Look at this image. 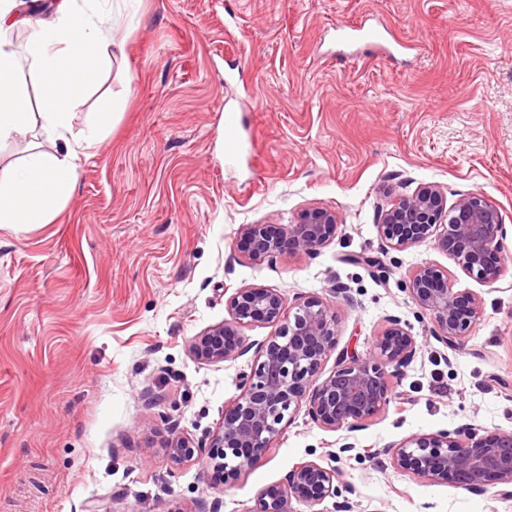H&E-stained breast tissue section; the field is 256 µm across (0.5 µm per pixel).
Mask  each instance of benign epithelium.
I'll return each mask as SVG.
<instances>
[{
  "label": "benign epithelium",
  "mask_w": 512,
  "mask_h": 512,
  "mask_svg": "<svg viewBox=\"0 0 512 512\" xmlns=\"http://www.w3.org/2000/svg\"><path fill=\"white\" fill-rule=\"evenodd\" d=\"M336 211L310 206L280 231L266 224L239 228L253 260L289 251L315 255L337 235ZM378 231L385 247L404 250L435 237L465 272L486 284L496 283L512 261L503 244L506 235L501 206L476 191L447 205L437 185H425L399 198L381 215ZM412 302L433 325V337L445 347L462 344L473 330L481 297L448 286V271L427 264L405 283ZM231 318L192 337L189 352L203 363L235 361L254 351L239 373V395L224 407L219 426L203 442L175 433L166 444L171 462L180 466L203 455L226 481L272 447L294 413L306 405L318 426L358 431L392 400L390 378L398 377L420 350L402 321L391 319L376 336L367 357L343 353L328 376L322 368L336 347V308L317 296L297 298L289 307L275 288H238L225 301ZM274 324V335L245 344L239 329ZM390 464L436 483L451 482L479 491L494 479L504 485L498 496L512 499V429L496 428L478 435L467 427L412 434L385 451ZM340 470L315 461L296 464L282 485L261 491L250 512H294L292 502L316 503L342 495Z\"/></svg>",
  "instance_id": "obj_1"
}]
</instances>
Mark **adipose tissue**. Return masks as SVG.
Returning a JSON list of instances; mask_svg holds the SVG:
<instances>
[{
  "label": "adipose tissue",
  "mask_w": 512,
  "mask_h": 512,
  "mask_svg": "<svg viewBox=\"0 0 512 512\" xmlns=\"http://www.w3.org/2000/svg\"><path fill=\"white\" fill-rule=\"evenodd\" d=\"M19 6V0H0V142L39 126L61 139L65 150H34L0 170V224H45L72 196L79 158L95 150L115 124V109L107 106L92 113L87 132L72 133L86 91L110 65L112 40L103 13L59 0L56 22L33 26L24 49H17L6 35L25 23ZM34 72L46 84L36 113L30 110Z\"/></svg>",
  "instance_id": "adipose-tissue-1"
}]
</instances>
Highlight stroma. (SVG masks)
Masks as SVG:
<instances>
[{
  "label": "stroma",
  "mask_w": 512,
  "mask_h": 512,
  "mask_svg": "<svg viewBox=\"0 0 512 512\" xmlns=\"http://www.w3.org/2000/svg\"><path fill=\"white\" fill-rule=\"evenodd\" d=\"M123 49L75 130L107 100L112 132L81 158L46 224H0V512H250L297 463L324 462L342 432L306 409L241 476L205 457L173 466L172 431L203 439L239 394L245 359L205 364L191 337L228 319L234 289L327 299L336 350L368 356L388 319L420 349L397 394L337 462L352 512H512L498 484L434 483L375 457L414 433L512 428V268L495 284L434 239L383 250L378 220L424 184L479 191L503 209L512 252V0H109ZM389 32L384 49L337 45V28ZM255 150L224 163L223 115ZM310 205L339 214L314 256L253 261L243 224L279 228ZM381 256L386 278L344 263ZM427 263L482 298L449 349L404 282ZM346 285L348 296L335 292Z\"/></svg>",
  "instance_id": "stroma-1"
}]
</instances>
